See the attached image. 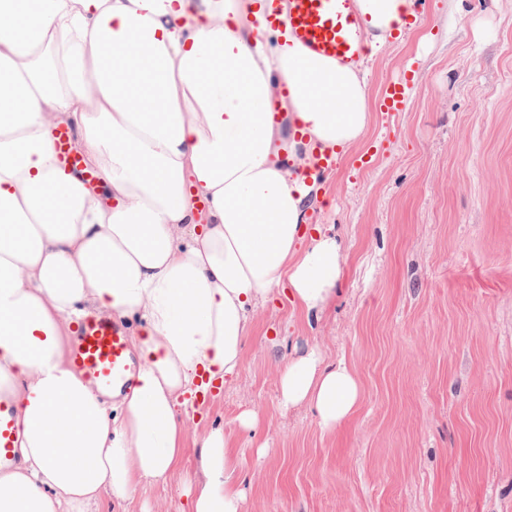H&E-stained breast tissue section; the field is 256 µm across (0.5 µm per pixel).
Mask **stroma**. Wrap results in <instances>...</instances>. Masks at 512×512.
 <instances>
[{
    "instance_id": "stroma-1",
    "label": "stroma",
    "mask_w": 512,
    "mask_h": 512,
    "mask_svg": "<svg viewBox=\"0 0 512 512\" xmlns=\"http://www.w3.org/2000/svg\"><path fill=\"white\" fill-rule=\"evenodd\" d=\"M359 67L374 103L409 81L305 200L343 240L336 304L312 323L282 295L259 307L201 426L237 449L244 512H512V0H426ZM314 345L362 389L331 434L278 401L280 367ZM186 509L175 478L112 506ZM406 87L407 83L400 78L390 80L381 100V111L387 115L400 111L404 104Z\"/></svg>"
}]
</instances>
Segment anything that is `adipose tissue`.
Masks as SVG:
<instances>
[{"label":"adipose tissue","mask_w":512,"mask_h":512,"mask_svg":"<svg viewBox=\"0 0 512 512\" xmlns=\"http://www.w3.org/2000/svg\"><path fill=\"white\" fill-rule=\"evenodd\" d=\"M371 44L410 0H354ZM265 0H0V391L21 461L0 471V512H100L180 476L189 512H243L223 430L187 442L180 397L234 377L258 306L287 288L321 318L344 262L333 227L303 225L311 188L284 168L269 106L309 143L345 152L370 121L357 65L264 42ZM75 134L97 188L58 170ZM208 207L196 203L197 196ZM139 316L140 371L116 402L67 356L75 322ZM360 383L307 348L280 370V404L321 430L357 411ZM118 416H111V409ZM194 471L183 470L188 445ZM52 138L59 168L65 174L81 169L80 151L72 139L71 132L67 128H56Z\"/></svg>","instance_id":"adipose-tissue-1"}]
</instances>
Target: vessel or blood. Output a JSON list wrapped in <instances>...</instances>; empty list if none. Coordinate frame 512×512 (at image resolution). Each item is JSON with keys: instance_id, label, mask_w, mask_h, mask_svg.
<instances>
[{"instance_id": "b4317fda", "label": "vessel or blood", "mask_w": 512, "mask_h": 512, "mask_svg": "<svg viewBox=\"0 0 512 512\" xmlns=\"http://www.w3.org/2000/svg\"><path fill=\"white\" fill-rule=\"evenodd\" d=\"M261 24L266 28L287 26L289 36L312 55L348 65L363 53L366 24L353 0H269ZM406 82L393 79L385 88L380 108L384 113L400 111ZM53 147L64 173L81 167L80 151L68 129H55ZM70 362L92 388H126L133 383L137 362L132 355L125 323L117 317L86 316L76 325ZM17 431L12 406L0 399V468L16 464Z\"/></svg>"}]
</instances>
